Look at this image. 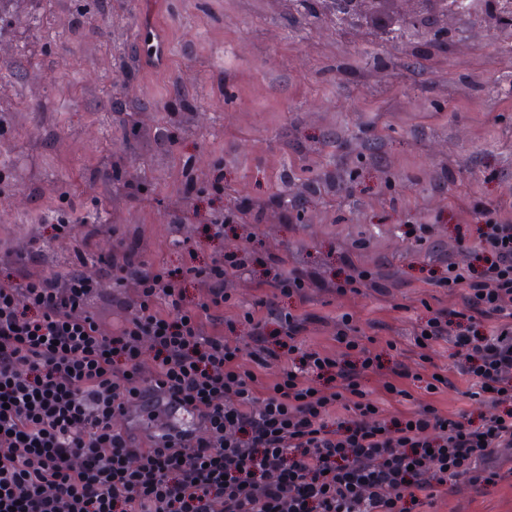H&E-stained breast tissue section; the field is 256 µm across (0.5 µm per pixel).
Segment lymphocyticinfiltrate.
<instances>
[{
    "label": "lymphocytic infiltrate",
    "instance_id": "1",
    "mask_svg": "<svg viewBox=\"0 0 512 512\" xmlns=\"http://www.w3.org/2000/svg\"><path fill=\"white\" fill-rule=\"evenodd\" d=\"M476 222L428 284L462 291L414 330L418 363L383 385L429 400L389 412L365 384L380 354L342 316L336 350L304 346L309 277L278 254L220 250L170 273L119 248L65 273L0 280V512H434L438 493L495 483L512 455V219L474 203ZM261 267L251 308L225 317L228 277ZM134 301L105 327L88 309L108 282ZM448 345V363L429 355ZM470 382L479 407L451 412L436 394ZM186 405L193 428L158 429Z\"/></svg>",
    "mask_w": 512,
    "mask_h": 512
}]
</instances>
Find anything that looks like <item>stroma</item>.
I'll use <instances>...</instances> for the list:
<instances>
[{"label": "stroma", "mask_w": 512, "mask_h": 512, "mask_svg": "<svg viewBox=\"0 0 512 512\" xmlns=\"http://www.w3.org/2000/svg\"><path fill=\"white\" fill-rule=\"evenodd\" d=\"M161 2L152 18L146 0H16L0 16V253L39 239L31 269L49 274L116 244L172 271L178 239L202 263L222 246L282 249L318 276L305 344L332 349L347 313L384 364L417 358L419 317L461 303L424 269L453 253L474 201L512 217V39L452 21L446 48L414 36L394 50L320 0ZM148 24L170 44L156 68L141 60ZM242 197L284 205L208 240ZM61 217L73 231L58 239ZM350 262L388 293L337 296ZM437 509L512 512V482Z\"/></svg>", "instance_id": "obj_1"}]
</instances>
